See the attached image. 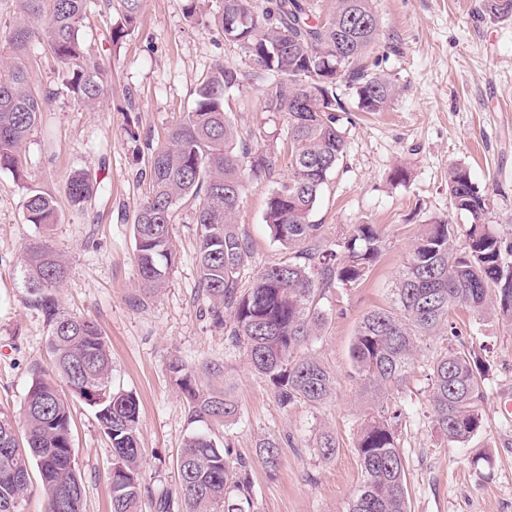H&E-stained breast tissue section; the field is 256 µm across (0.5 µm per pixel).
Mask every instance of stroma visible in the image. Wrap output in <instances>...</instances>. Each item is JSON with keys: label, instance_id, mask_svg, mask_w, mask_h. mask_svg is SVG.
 Wrapping results in <instances>:
<instances>
[{"label": "stroma", "instance_id": "stroma-1", "mask_svg": "<svg viewBox=\"0 0 512 512\" xmlns=\"http://www.w3.org/2000/svg\"><path fill=\"white\" fill-rule=\"evenodd\" d=\"M188 0H143L136 24L120 40L111 34L117 0H89L81 35L93 60L106 67V96L87 109L68 87L61 64L41 40L26 59L31 88L46 110L23 148L25 182L0 169V411L18 414L37 377L51 368L49 330L27 301L23 247L41 233L25 219L26 188L53 196L61 215L47 235L66 260L59 289L62 309L94 321L112 355L111 385L140 402L142 483L166 495L171 512H185L177 491L176 461L195 431L189 405L169 372L172 357L188 365L209 360L224 367L221 386L236 400L237 417L214 426L219 446L247 462L253 486L250 512H347L362 476L356 451L358 427L375 405L399 410L398 434L406 461L409 512H512V324L493 315L452 314L460 338L482 347L487 380L483 424L469 441L454 443L428 416L433 357L444 334L426 339L407 381L375 395L353 367L356 329L367 312L389 307L391 287L425 224L442 218L469 223L448 200V169L467 167L488 189L490 231L512 233V18L493 20L482 0H374L380 37L365 64L389 76L397 93L381 112L358 107L354 89L338 83L345 152L327 178L312 219L333 245L351 225H376L385 247L368 276L337 288L320 302L326 324L303 350L331 373L334 390L319 405L281 406L271 382L252 371L242 348L215 324L199 287L194 211L176 207L175 264L159 294L140 286L133 223L148 182L152 152L191 109L196 89L214 63L250 71L239 43L206 30L187 16ZM265 83L245 81L228 93L239 128H265L271 148H282L287 126L262 112ZM402 179H395V170ZM87 173L97 191L75 209L64 192L74 172ZM285 160L249 179L236 215L250 243L240 289L255 274L283 260L284 248L264 222L266 201L287 178ZM335 435L331 458L317 449L322 431ZM274 436L281 464L259 463V439ZM75 466L83 479L84 512H112L106 479L112 447L94 408L72 403Z\"/></svg>", "mask_w": 512, "mask_h": 512}]
</instances>
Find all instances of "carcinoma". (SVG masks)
Returning <instances> with one entry per match:
<instances>
[{
	"label": "carcinoma",
	"instance_id": "carcinoma-1",
	"mask_svg": "<svg viewBox=\"0 0 512 512\" xmlns=\"http://www.w3.org/2000/svg\"><path fill=\"white\" fill-rule=\"evenodd\" d=\"M23 21L0 29V168L24 180L22 148L40 123L45 101L28 82L24 57L33 35L43 38L71 73L69 85L94 109L106 95L104 67L87 56L81 36L88 0H19ZM121 23L112 40L123 36L141 10L142 0H119ZM493 19L512 17V0H482ZM240 43L266 81L261 109L287 122L288 178L267 198L265 223L288 257L262 269L246 291L239 276L249 253L236 212L245 177L272 169L277 156L254 154L264 141L261 130L241 136L225 109L226 93L244 75L217 64L196 90L194 107L171 129L168 144L149 162L150 192L133 224L138 271L150 294L164 287L175 260L172 234L175 208L182 201L195 207L200 288L212 304L216 324L224 311L232 324L228 339L243 348L251 369L272 383L281 405L298 400L321 404L333 389V377L314 357L300 353L325 324L319 300L336 288L364 279L383 244L372 224H354L332 249L324 248L322 225L311 221L328 175L341 161L345 140L337 113L346 111L337 82L355 88L359 108L380 112L391 101V78L368 71L365 56L377 45L378 22L373 0H334L323 15L318 0H222V11L197 19ZM73 206L82 208L96 192L83 172L65 183ZM451 207L468 215L458 242L453 225L443 219L425 225L393 284V304L361 318L352 359L367 387L381 391L402 384L419 343L426 336L450 331L452 312L466 309L512 321V242L485 224L491 197L463 166L448 173ZM26 221L44 230L59 223L54 198L38 190L27 193ZM344 258H338V254ZM29 302L42 310L49 326L51 374L30 385L21 404L25 445L17 438L18 421L0 412V512H23L36 464L47 512H83V484L71 438L72 413L60 393L96 410L109 439L112 468V512H142L149 493L140 477L139 401L132 392L111 386L112 357L99 327L89 319L64 313L57 288L66 277L65 260L48 239L23 250ZM175 384L204 427L189 435L177 461L179 492L185 512H244L250 504L247 463L232 460L218 446L211 425L238 413L227 394L201 378L221 376L223 368L205 362L196 368L175 357L169 364ZM429 411L434 426L450 442L463 443L482 427L486 361L476 346L448 342L431 365ZM398 411L378 405L363 419L356 442L362 480L348 512H408L405 458L400 448ZM257 456L273 470L280 462V443L260 439Z\"/></svg>",
	"mask_w": 512,
	"mask_h": 512
}]
</instances>
